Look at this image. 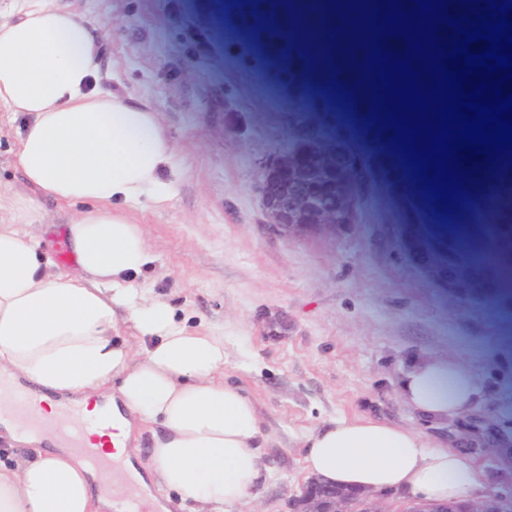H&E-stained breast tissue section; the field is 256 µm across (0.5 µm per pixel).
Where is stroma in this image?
I'll return each mask as SVG.
<instances>
[{"mask_svg": "<svg viewBox=\"0 0 512 512\" xmlns=\"http://www.w3.org/2000/svg\"><path fill=\"white\" fill-rule=\"evenodd\" d=\"M78 2L100 37L96 85L154 110L174 150L168 200L124 206L155 258L142 280L188 329L223 337L224 381L257 411L263 479L236 512H289L310 478L307 436L338 419L368 416L447 445L446 421L421 418L402 395L405 373L430 357L474 376L512 441V347L456 231L481 237L484 220L460 209L442 226L375 101L348 124L289 84L268 48L302 17L280 16L258 58L225 0ZM25 123H0V205L32 200L28 232L69 268L58 228L77 208L26 183L16 161ZM290 163L342 187L366 218L281 232L265 191Z\"/></svg>", "mask_w": 512, "mask_h": 512, "instance_id": "1", "label": "stroma"}]
</instances>
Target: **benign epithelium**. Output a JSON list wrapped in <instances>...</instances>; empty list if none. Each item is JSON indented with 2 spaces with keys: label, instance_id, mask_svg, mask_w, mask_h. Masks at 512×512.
<instances>
[{
  "label": "benign epithelium",
  "instance_id": "benign-epithelium-1",
  "mask_svg": "<svg viewBox=\"0 0 512 512\" xmlns=\"http://www.w3.org/2000/svg\"><path fill=\"white\" fill-rule=\"evenodd\" d=\"M266 203L278 227L301 232L336 227L334 195L308 181L292 165L280 170L266 192ZM495 426L493 412L485 406L447 419L448 445L472 457L485 471L487 491L483 498L444 506L419 504L405 512H512V474L506 452L492 437ZM383 498L380 492L347 490L313 478L292 499L290 512H386L378 507Z\"/></svg>",
  "mask_w": 512,
  "mask_h": 512
}]
</instances>
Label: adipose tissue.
<instances>
[{"mask_svg": "<svg viewBox=\"0 0 512 512\" xmlns=\"http://www.w3.org/2000/svg\"><path fill=\"white\" fill-rule=\"evenodd\" d=\"M1 10L0 118H27L17 162L41 194L86 208L64 234L73 272L56 268L27 232L31 202L14 203L0 222V438L32 448L0 462V512H128L105 491L109 471L14 409L19 390L43 404L44 422L65 407L106 418L85 441L110 443L132 483L226 512L261 478L255 406L221 375L223 339L178 324L138 284L154 258L121 209L166 198L173 147L154 112L93 85L99 47L83 12L51 0H7ZM123 322L132 338L120 335ZM403 390L426 419L478 401L472 374L436 359L411 371ZM137 420L157 427L146 474L135 465ZM306 448L308 471L343 488L442 503L479 497L483 486L471 457L370 417L336 421Z\"/></svg>", "mask_w": 512, "mask_h": 512, "instance_id": "1", "label": "adipose tissue"}]
</instances>
